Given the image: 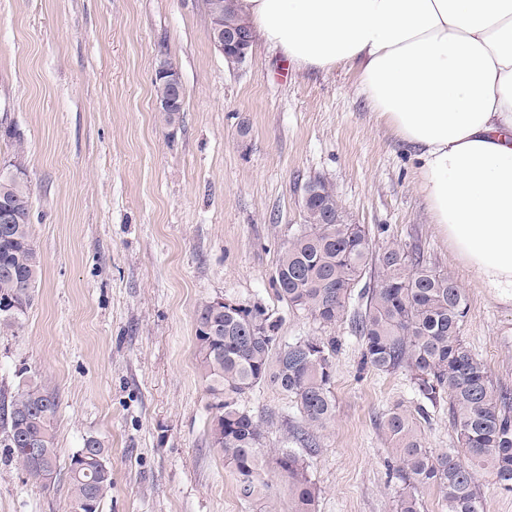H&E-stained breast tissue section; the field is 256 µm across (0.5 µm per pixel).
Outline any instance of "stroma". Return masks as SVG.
<instances>
[{"instance_id": "1", "label": "stroma", "mask_w": 512, "mask_h": 512, "mask_svg": "<svg viewBox=\"0 0 512 512\" xmlns=\"http://www.w3.org/2000/svg\"><path fill=\"white\" fill-rule=\"evenodd\" d=\"M162 53L185 93L174 132L155 110ZM357 83L353 66L299 71L260 40L228 65L204 0H0V119L24 140L18 160L0 142V172L20 168L31 190L42 264L32 308L0 333V386L23 372L58 398L55 480L0 461V512H64L70 457L90 436L112 468L102 512H290L275 456L295 450L303 421L287 394L266 383L238 400L263 423L266 499L241 497L209 443L194 318L217 296L268 309L283 341L335 339L336 413L307 457L316 512H395L380 422L415 410L409 376L363 366L348 322L323 326L271 287L314 178L346 223L387 225L455 275L469 307L462 336L512 389V304L455 259L415 161Z\"/></svg>"}]
</instances>
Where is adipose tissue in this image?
I'll return each mask as SVG.
<instances>
[{"mask_svg": "<svg viewBox=\"0 0 512 512\" xmlns=\"http://www.w3.org/2000/svg\"><path fill=\"white\" fill-rule=\"evenodd\" d=\"M298 70L358 69L455 258L512 303V0H238Z\"/></svg>", "mask_w": 512, "mask_h": 512, "instance_id": "ef3b65f1", "label": "adipose tissue"}]
</instances>
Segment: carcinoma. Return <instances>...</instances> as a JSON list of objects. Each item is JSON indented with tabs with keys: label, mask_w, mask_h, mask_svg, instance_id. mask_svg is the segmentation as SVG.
Segmentation results:
<instances>
[{
	"label": "carcinoma",
	"mask_w": 512,
	"mask_h": 512,
	"mask_svg": "<svg viewBox=\"0 0 512 512\" xmlns=\"http://www.w3.org/2000/svg\"><path fill=\"white\" fill-rule=\"evenodd\" d=\"M229 26L242 20L227 0H206ZM322 195L312 201L281 251L272 288L288 308L310 315L324 326L345 319L362 340L364 362L382 373L406 372L421 403L417 416L394 409L382 419L392 443V477L401 482L396 512H420L418 490L439 487L447 512H481L472 481L475 467L487 468L499 487L512 492V391L493 383L484 362L467 346L461 327L466 297L454 274L437 268L417 243L376 236L364 224L345 223L333 189L320 181ZM0 199L20 203L15 224H0V333L13 331L33 305L40 260L33 244L27 183L0 175ZM279 319L260 305L229 309L208 299L195 318L199 369L208 383L216 413L209 427L211 446L237 476L245 499L268 497L260 479L262 422L240 408L238 398L269 382L288 394L304 419L295 441L317 447L315 431L335 416L331 390L336 339L299 338L284 343ZM448 402L455 447L435 454L426 448L416 417L426 406ZM56 394L25 378L0 388V454L19 464L28 479L50 482L57 467ZM38 444L40 459L27 452ZM108 451L95 438L84 440L69 462L66 512L83 503L84 512H100L112 491V471L97 457ZM279 476L292 495L291 512H314L317 487L305 458L285 451L276 459Z\"/></svg>",
	"instance_id": "obj_1"
}]
</instances>
